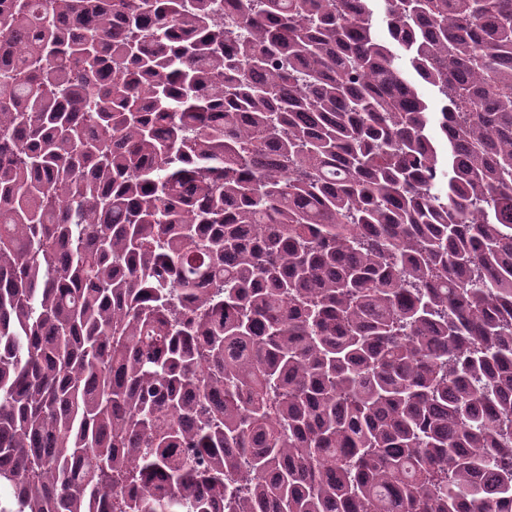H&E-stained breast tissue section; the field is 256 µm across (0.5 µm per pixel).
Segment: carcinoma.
Returning <instances> with one entry per match:
<instances>
[{"label":"carcinoma","mask_w":512,"mask_h":512,"mask_svg":"<svg viewBox=\"0 0 512 512\" xmlns=\"http://www.w3.org/2000/svg\"><path fill=\"white\" fill-rule=\"evenodd\" d=\"M1 483L512 512V0H0Z\"/></svg>","instance_id":"cac0c4a2"}]
</instances>
